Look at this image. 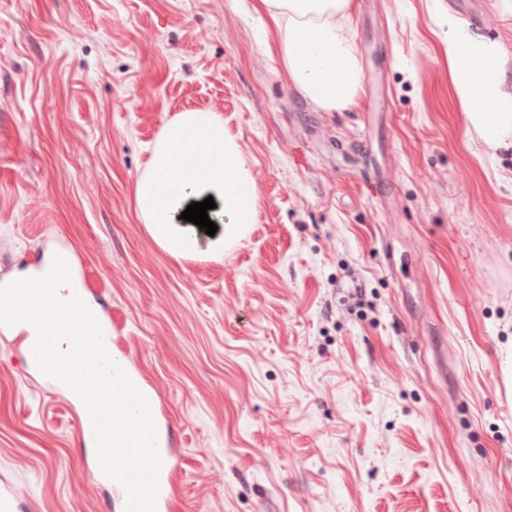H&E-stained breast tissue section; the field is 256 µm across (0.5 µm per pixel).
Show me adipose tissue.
Instances as JSON below:
<instances>
[{
  "label": "adipose tissue",
  "mask_w": 512,
  "mask_h": 512,
  "mask_svg": "<svg viewBox=\"0 0 512 512\" xmlns=\"http://www.w3.org/2000/svg\"><path fill=\"white\" fill-rule=\"evenodd\" d=\"M352 0H257L269 14L288 75L298 90L327 112L354 106L361 88L357 52L343 32ZM444 42L448 71L466 125L491 149L512 147V96L500 88L505 54L498 42L471 33L449 16ZM221 146L212 155L193 147L188 132ZM213 198L207 235L182 219L187 206ZM139 220L153 242L174 257L218 254L245 238L256 218L257 186L220 113H180L157 136L145 171L133 186Z\"/></svg>",
  "instance_id": "adipose-tissue-1"
}]
</instances>
